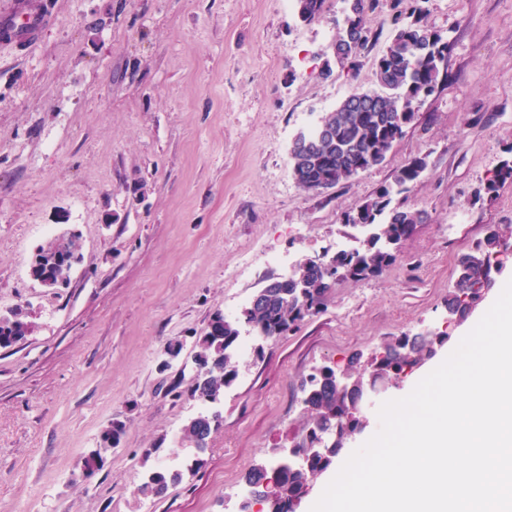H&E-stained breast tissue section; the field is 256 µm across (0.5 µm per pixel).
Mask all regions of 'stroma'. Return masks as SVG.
I'll return each mask as SVG.
<instances>
[{"mask_svg": "<svg viewBox=\"0 0 512 512\" xmlns=\"http://www.w3.org/2000/svg\"><path fill=\"white\" fill-rule=\"evenodd\" d=\"M354 0L307 23L282 0H49L54 22L22 53L0 43V312L24 304L31 335L0 348V512H225L244 474L290 447L301 382L368 358L404 333L450 339L386 399L408 395L512 279V255L468 319L448 325L459 257L490 228L512 235V184L476 191L512 148V0H426L422 23L448 38V81L419 106L385 162L307 192L291 175L295 137L356 90L395 27L388 0L366 10L355 72L334 43ZM428 168L406 204L427 213L381 276L336 284L286 336L255 339L225 389L198 468L162 498L133 493L146 469L188 459L197 401L165 396L173 341L193 357L215 312L269 273L335 252L343 225L411 158ZM79 235L63 288L30 276L36 249ZM117 448L86 482L82 458L111 423Z\"/></svg>", "mask_w": 512, "mask_h": 512, "instance_id": "obj_1", "label": "stroma"}]
</instances>
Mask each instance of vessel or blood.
<instances>
[{"instance_id":"obj_1","label":"vessel or blood","mask_w":512,"mask_h":512,"mask_svg":"<svg viewBox=\"0 0 512 512\" xmlns=\"http://www.w3.org/2000/svg\"><path fill=\"white\" fill-rule=\"evenodd\" d=\"M52 22L47 0H15L10 11L0 13V42L13 44L19 52H27Z\"/></svg>"}]
</instances>
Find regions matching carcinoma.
Masks as SVG:
<instances>
[{"mask_svg":"<svg viewBox=\"0 0 512 512\" xmlns=\"http://www.w3.org/2000/svg\"><path fill=\"white\" fill-rule=\"evenodd\" d=\"M298 15L305 21L317 19L325 0H295ZM421 0H390V17L396 33L376 63L378 89L355 91L334 111L327 113L311 131L299 134L290 150L291 174L305 191L334 188L359 173L381 165L394 142L402 138L416 116L417 104L433 95L448 73L451 43L441 33L421 25ZM368 42L363 9L346 21L334 44L336 59L354 71L358 56ZM427 168L416 157L404 164L395 186H382L368 197L354 214L344 215L347 226L363 225L370 234L360 247L324 256V268L311 259L300 261L288 281L272 274L260 288L262 299L246 308L244 319L254 324L255 335L284 336L305 317L320 310L326 293L338 282L357 284L378 277L397 257L395 251L410 236L426 213L393 207V196L409 192ZM512 183V157L502 161L476 195L494 196L505 183ZM507 243L492 229L484 247L462 256L457 263V281L448 297V314L461 321L468 316L486 288L500 273L499 254ZM79 237L55 238L37 249L30 268L34 280L53 285L68 277L74 261L81 258ZM33 332V324L21 316L0 318V348L10 347ZM240 337L237 324L221 312L210 319L204 333L195 340L194 355L205 371L204 382L192 378L174 379L165 394L175 400L183 395L207 403L221 401L224 388L237 377L234 353ZM450 339L445 329L410 335L404 333L378 348L366 361L353 357L347 367L324 366L301 383L305 421L292 448L304 457L300 468L285 467L275 459L254 465L245 475L247 493L259 512H298L314 478L329 470L349 447L366 421L365 393L382 384L397 383L423 366L436 347ZM213 422L211 414L200 412L182 428V442L193 448L208 447ZM125 427L113 424L101 436L100 446L83 457L82 470L94 473L105 462V454L117 447ZM181 479L177 470L154 468L144 474L139 491L153 498L163 496Z\"/></svg>","mask_w":512,"mask_h":512,"instance_id":"carcinoma-1","label":"carcinoma"}]
</instances>
